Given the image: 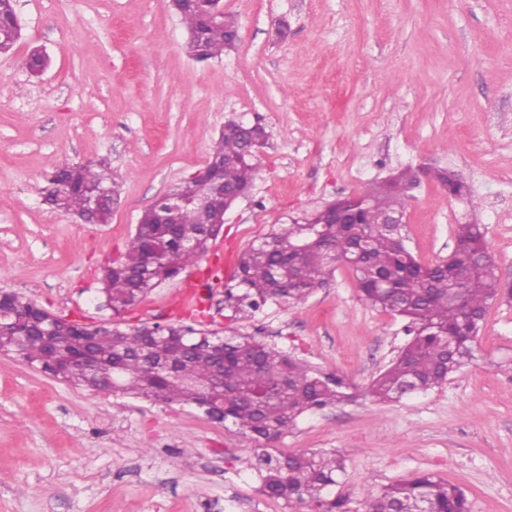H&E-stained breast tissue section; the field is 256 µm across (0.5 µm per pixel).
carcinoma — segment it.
I'll list each match as a JSON object with an SVG mask.
<instances>
[{
    "label": "carcinoma",
    "mask_w": 512,
    "mask_h": 512,
    "mask_svg": "<svg viewBox=\"0 0 512 512\" xmlns=\"http://www.w3.org/2000/svg\"><path fill=\"white\" fill-rule=\"evenodd\" d=\"M14 0H0V53L9 54L20 38L10 21ZM237 22L226 15L223 22L207 28L197 43H187L188 55L201 60L220 58L235 45ZM244 141L222 134L212 147L210 159L221 166L224 184L251 189L260 175L257 162L243 156ZM419 170L407 167L387 178L368 184L358 194L357 224H331L317 220L312 230L303 224H275L260 240L239 256L234 288L224 291L225 302L236 319H247L268 302L299 303L322 287L336 270L335 264L348 257L355 246L362 248L352 267L360 299L369 307L394 313L404 320L408 342L383 371L372 380L368 395L374 402H399L409 394L441 386L448 377L473 357L472 343L483 321L469 322L470 313L486 316L491 304L509 302L512 288L501 282L497 261L486 241L482 224L455 225L456 251L446 260L423 265L418 262L397 228L378 224L386 210L404 211L407 192ZM105 189L118 199L120 185L105 161L65 165L45 177L40 188L49 209L76 216L88 212L91 196ZM179 246L164 234L159 224H140L123 254L103 269L102 282L112 310L118 312L139 304L159 285L161 269L143 268L148 238H153L161 256L171 253L182 266L195 264L208 251L209 243L193 247L203 230L199 205L194 203L174 213ZM462 289L461 304L448 303V290ZM0 304L13 317L0 320V353L11 355L29 366L68 382L97 391L87 369L74 353L70 360L46 348L38 333L54 327L57 335L76 338L87 330L96 336L95 348L106 361L119 364L117 392L128 395L204 406L200 385L215 372L213 359L196 355L179 364L176 378L146 369L138 353L142 336L112 327V335L93 324L64 319L50 321V312L17 293H3ZM203 330L170 324L155 336L145 350L161 360L169 349L167 336H197ZM355 397L339 377L314 371L286 353L271 348L235 329L224 330V421L241 432L277 441L296 427L305 413L348 402ZM255 470L261 491L270 498L314 506L320 512H345L346 498L331 497L328 489L344 470V459L336 452L273 454L256 449ZM425 507L428 512H470L464 490L427 473L415 474L369 495L366 512H399Z\"/></svg>",
    "instance_id": "obj_1"
}]
</instances>
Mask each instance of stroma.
I'll list each match as a JSON object with an SVG mask.
<instances>
[{
	"instance_id": "35a3bbf8",
	"label": "stroma",
	"mask_w": 512,
	"mask_h": 512,
	"mask_svg": "<svg viewBox=\"0 0 512 512\" xmlns=\"http://www.w3.org/2000/svg\"><path fill=\"white\" fill-rule=\"evenodd\" d=\"M223 3L238 41L199 62L169 0H17L21 38L0 55V290L86 323L231 327L365 388L405 336L359 300L350 268L245 321L222 284L272 225L405 166L454 171L470 193L431 178L413 190L403 233L417 260L447 258L470 219L512 280V0ZM36 51L49 57L38 77ZM232 118L270 133L254 190L200 262L114 312L103 267ZM101 158L121 184L109 223L46 209L48 173ZM214 267L221 285L203 305L185 300ZM473 353L428 392L316 410L271 444L193 406L95 393L0 354V512H309L263 495L252 463L265 446L339 453L332 493L348 512L418 472L462 487L470 512H512V303L490 307Z\"/></svg>"
}]
</instances>
